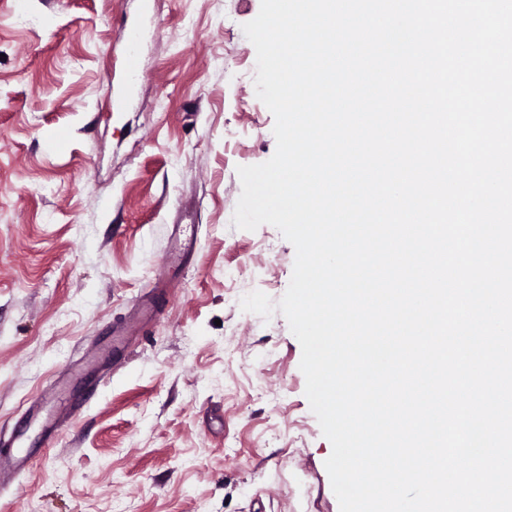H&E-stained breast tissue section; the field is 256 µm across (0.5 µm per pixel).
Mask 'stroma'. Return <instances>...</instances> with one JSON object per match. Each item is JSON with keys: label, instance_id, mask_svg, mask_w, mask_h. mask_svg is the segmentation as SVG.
<instances>
[{"label": "stroma", "instance_id": "1", "mask_svg": "<svg viewBox=\"0 0 512 512\" xmlns=\"http://www.w3.org/2000/svg\"><path fill=\"white\" fill-rule=\"evenodd\" d=\"M261 0H0V456L50 437L0 512H340L282 314L295 249L237 229V168L274 154L242 26ZM141 38L128 86L122 35ZM162 294L119 370L86 355Z\"/></svg>", "mask_w": 512, "mask_h": 512}]
</instances>
